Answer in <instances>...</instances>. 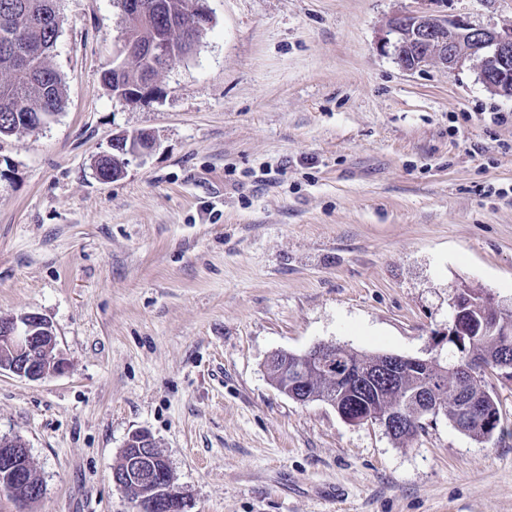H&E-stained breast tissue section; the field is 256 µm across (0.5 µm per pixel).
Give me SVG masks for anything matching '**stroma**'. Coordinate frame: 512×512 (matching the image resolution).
I'll list each match as a JSON object with an SVG mask.
<instances>
[{"label":"stroma","instance_id":"obj_1","mask_svg":"<svg viewBox=\"0 0 512 512\" xmlns=\"http://www.w3.org/2000/svg\"><path fill=\"white\" fill-rule=\"evenodd\" d=\"M213 23L155 94L112 93L118 0H57L65 104L0 142V317L41 314L68 367L0 372V437L41 483L0 512H137L112 472L144 430L185 512H512L501 432L437 417L407 444L269 382L320 342L447 361L461 283L512 307V99L476 62L406 71V11L512 26V0H207ZM148 153L100 180L97 157ZM153 137L148 133L146 140L133 141L127 138V134H118L112 139L111 149L121 150L125 155L143 154L151 150L154 146ZM127 144V147L125 145Z\"/></svg>","mask_w":512,"mask_h":512}]
</instances>
